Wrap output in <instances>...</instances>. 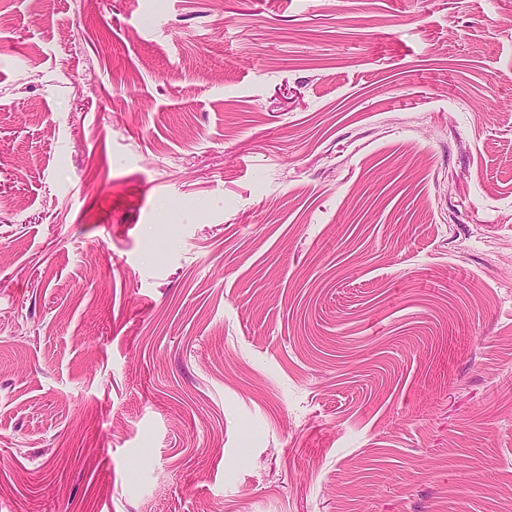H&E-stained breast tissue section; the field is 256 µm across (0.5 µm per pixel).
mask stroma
Instances as JSON below:
<instances>
[{
	"instance_id": "stroma-1",
	"label": "stroma",
	"mask_w": 512,
	"mask_h": 512,
	"mask_svg": "<svg viewBox=\"0 0 512 512\" xmlns=\"http://www.w3.org/2000/svg\"><path fill=\"white\" fill-rule=\"evenodd\" d=\"M0 512H512V0H0Z\"/></svg>"
}]
</instances>
